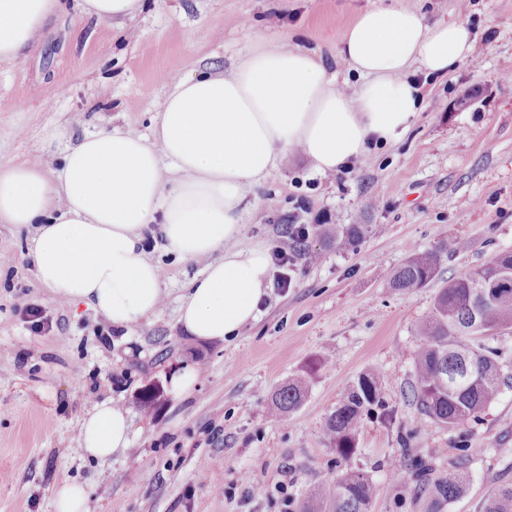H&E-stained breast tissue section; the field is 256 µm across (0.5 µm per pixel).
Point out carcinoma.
<instances>
[{"label":"carcinoma","instance_id":"obj_1","mask_svg":"<svg viewBox=\"0 0 512 512\" xmlns=\"http://www.w3.org/2000/svg\"><path fill=\"white\" fill-rule=\"evenodd\" d=\"M366 231L364 224L336 225V246H356ZM439 258L434 253L412 254L389 276L390 287L410 291L434 279ZM512 328V250L500 252L490 263L448 281L434 299L430 315L421 323V337L413 366L409 395L419 410L453 431L463 430L501 391L512 383L502 373L496 352L467 343L472 336ZM321 363L308 366L288 380L272 398L273 410L282 415L296 411L306 399L313 375ZM381 404L379 374L360 375L345 390L328 416L325 431L336 451V467L348 464L356 452V436L364 416ZM469 459L456 458L452 467L436 472L429 460L417 458L410 468L392 473L404 491L428 499V512H441L455 501L470 482ZM375 495L372 480L345 469L336 480L319 486L299 512H369ZM484 512H512V486L502 487L485 505Z\"/></svg>","mask_w":512,"mask_h":512}]
</instances>
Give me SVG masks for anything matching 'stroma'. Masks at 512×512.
Segmentation results:
<instances>
[{"instance_id":"stroma-1","label":"stroma","mask_w":512,"mask_h":512,"mask_svg":"<svg viewBox=\"0 0 512 512\" xmlns=\"http://www.w3.org/2000/svg\"><path fill=\"white\" fill-rule=\"evenodd\" d=\"M63 0L39 43L0 63V163L42 154L49 128L76 140L103 128L150 135L157 103L186 74L229 71L285 44L319 53L338 80L344 30L373 6L423 13L428 23L464 21L477 48L424 87V106L393 143L372 148L332 176L291 151L250 190L240 210L242 245L292 254L291 284L270 288L258 319L224 342L188 340L178 309L201 267L148 252L165 269L163 305L120 330L86 305L65 303L36 278L33 229L0 224V512H54L63 482L86 486L96 512H283L287 484L301 501L339 470L325 422L343 390L380 374L383 410L364 417L349 466L376 486L371 512H425L389 472L408 455L447 470L470 459L465 495L442 512H483L512 483V388L456 432L420 413L408 396L417 328L439 288L512 250V0H142L123 28L81 18ZM305 199L309 237L295 254L288 215ZM336 224H363L356 249L337 250ZM465 239L459 253L449 240ZM438 252L436 279L412 291L385 279L414 252ZM327 359L295 412H271V395L313 360ZM198 373L174 398L171 374ZM164 390L151 410L145 384ZM109 399L129 412L132 448L98 461L75 451L81 420Z\"/></svg>"}]
</instances>
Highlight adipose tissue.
<instances>
[{"instance_id":"obj_1","label":"adipose tissue","mask_w":512,"mask_h":512,"mask_svg":"<svg viewBox=\"0 0 512 512\" xmlns=\"http://www.w3.org/2000/svg\"><path fill=\"white\" fill-rule=\"evenodd\" d=\"M61 7L0 0V62L18 59ZM474 45L463 23L430 24L416 10L374 6L341 37L355 87L329 76L321 56L285 45L226 72L194 71L159 102L152 137L103 129L68 145L65 130L53 128L43 151L65 147L54 176L38 157L0 164V223L35 226L38 281L119 328L162 303L164 273L144 246L158 225L167 252L203 264L179 309L184 332L206 341L236 336L257 319L270 276L263 245H238L248 191L287 151L324 175L370 144L397 140L422 108L416 73L446 76ZM78 444L98 460L129 448L127 411L109 399L94 403Z\"/></svg>"}]
</instances>
